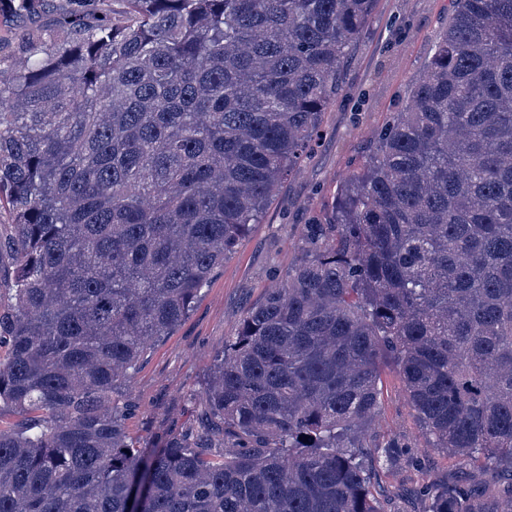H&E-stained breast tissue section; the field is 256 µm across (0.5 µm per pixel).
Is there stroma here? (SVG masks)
<instances>
[{"instance_id": "obj_1", "label": "stroma", "mask_w": 512, "mask_h": 512, "mask_svg": "<svg viewBox=\"0 0 512 512\" xmlns=\"http://www.w3.org/2000/svg\"><path fill=\"white\" fill-rule=\"evenodd\" d=\"M64 3L45 0L34 16L0 14V70L10 71L15 62L14 35L26 27L56 29ZM449 8L450 0H378L365 34L343 64L341 91L325 112L321 135L300 173L288 176L260 223L252 225L236 253L203 289L189 317L140 363L128 391L136 404L126 420L130 436L152 443L176 425L200 419L203 407L195 397L212 356L262 301L273 284V272L293 266L301 224L311 213L330 209L337 186L372 130L399 110L448 24ZM381 382L382 433L417 436L403 382L391 365H383ZM478 473V465L462 466L432 450L424 473H383L379 491L391 497L396 512H416L413 492L422 477L465 481Z\"/></svg>"}]
</instances>
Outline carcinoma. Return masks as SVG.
Wrapping results in <instances>:
<instances>
[{
    "instance_id": "carcinoma-1",
    "label": "carcinoma",
    "mask_w": 512,
    "mask_h": 512,
    "mask_svg": "<svg viewBox=\"0 0 512 512\" xmlns=\"http://www.w3.org/2000/svg\"><path fill=\"white\" fill-rule=\"evenodd\" d=\"M71 2L0 80V412L22 416L0 427V512H392L378 470H422V446L512 474V0H452L210 363L208 427L144 446L135 369L300 170L377 0ZM387 361L418 440L372 432ZM418 495L512 512L480 480Z\"/></svg>"
}]
</instances>
